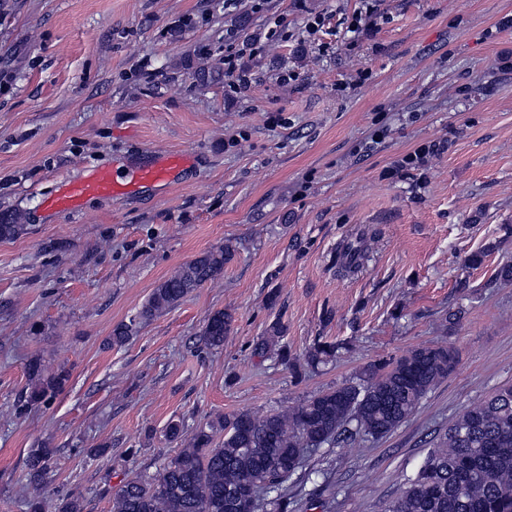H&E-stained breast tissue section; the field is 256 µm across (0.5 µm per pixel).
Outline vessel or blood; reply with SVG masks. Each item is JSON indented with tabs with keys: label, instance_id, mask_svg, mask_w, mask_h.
<instances>
[{
	"label": "vessel or blood",
	"instance_id": "b4317fda",
	"mask_svg": "<svg viewBox=\"0 0 512 512\" xmlns=\"http://www.w3.org/2000/svg\"><path fill=\"white\" fill-rule=\"evenodd\" d=\"M189 157L160 152L147 162H134L120 168L102 167L87 175L65 182L57 194L47 201L48 208L60 211L77 210L90 196L132 195L146 185L171 180L177 170L187 166Z\"/></svg>",
	"mask_w": 512,
	"mask_h": 512
}]
</instances>
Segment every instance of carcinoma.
Listing matches in <instances>:
<instances>
[{"instance_id": "carcinoma-1", "label": "carcinoma", "mask_w": 512, "mask_h": 512, "mask_svg": "<svg viewBox=\"0 0 512 512\" xmlns=\"http://www.w3.org/2000/svg\"><path fill=\"white\" fill-rule=\"evenodd\" d=\"M17 220L14 214L0 217V239L19 234ZM232 255L226 244L180 265L134 317L113 330L112 345H124L144 323L220 277ZM366 258L361 241L355 240L342 246L338 261L356 270ZM231 325V314L215 312L203 328L202 342L222 347ZM343 350L348 345L319 340L307 352L306 366L326 365ZM458 363L452 347H419L383 359L356 379L288 410L218 416L188 437L182 424L172 421L165 436L182 445L179 453L154 474L126 479L112 498V512H254L259 497L269 512H290L288 480L302 468L307 449L330 446L346 433L385 437ZM27 375V409L47 402L69 380L65 369L38 358L28 362ZM51 455L52 449L39 444L29 449L31 481H44ZM385 512H512V386L467 407L429 449L417 472L406 478Z\"/></svg>"}]
</instances>
